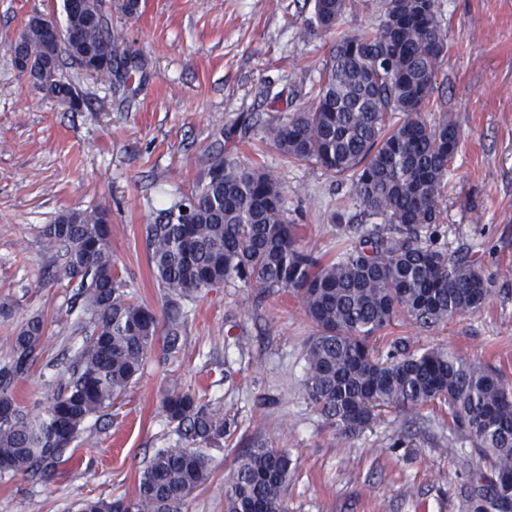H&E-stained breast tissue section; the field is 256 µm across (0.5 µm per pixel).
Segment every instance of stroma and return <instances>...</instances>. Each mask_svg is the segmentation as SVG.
Instances as JSON below:
<instances>
[{"instance_id": "obj_1", "label": "stroma", "mask_w": 512, "mask_h": 512, "mask_svg": "<svg viewBox=\"0 0 512 512\" xmlns=\"http://www.w3.org/2000/svg\"><path fill=\"white\" fill-rule=\"evenodd\" d=\"M448 54L426 117L453 121L462 142L448 168L434 247L468 256L490 282L480 311L431 327L397 320L380 341L460 351L512 383V0H437ZM311 0H141L137 16L112 10L121 38L111 78L66 62L85 100L73 112L14 67L8 47L31 16L64 21L62 0H0V360L29 319L45 323L31 374L15 395L42 409L48 362L81 346L88 317L74 307L60 253L41 236L69 210L106 209L112 270L136 302L165 318L167 296L149 260L145 227L203 181L216 151L273 170L289 218L316 254L333 257L332 216L353 211L350 184L285 159L267 124L309 105L333 35L310 31ZM182 352L154 353L115 405L91 417L68 459L46 480L0 476V512H74L80 499L130 497L161 448L178 447L161 408L179 386L206 396L231 422L212 451L208 483L183 512H224L222 487L238 457L264 440L297 458L288 512H466L473 473L489 466L444 405L386 408L359 434L340 437L303 393L313 332L282 290L219 283L180 299Z\"/></svg>"}]
</instances>
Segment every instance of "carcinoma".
<instances>
[{
    "label": "carcinoma",
    "instance_id": "cac0c4a2",
    "mask_svg": "<svg viewBox=\"0 0 512 512\" xmlns=\"http://www.w3.org/2000/svg\"><path fill=\"white\" fill-rule=\"evenodd\" d=\"M84 2L95 23L65 4V40H47L33 17L10 48L33 56L36 67L52 63L58 73L67 58L93 76L112 75L120 35L101 0ZM350 6L351 0H314L312 28L335 31ZM447 53L436 0H383L377 27L336 37L312 104L266 128L282 156L351 181L359 213L381 220L383 229L344 224L341 249L324 260L304 246L301 225L288 219L279 176L218 152L207 179L147 224L149 259L175 296L219 282L267 297L291 291L315 327L306 343L309 404L344 436L362 431L377 408L448 405L493 471L466 488L468 512H512V385L459 352H411L396 341L383 354L371 345L399 317L434 326L480 310L489 297L474 265L427 240L461 140L456 124L424 116ZM43 237L63 250V273L77 283L90 331L35 416L20 406L13 387L34 367L44 324L31 319L14 336L0 362V474L45 475L85 422L126 393L156 343V314L128 298L112 272L108 212L70 210L45 225ZM179 349V322L171 317L162 353ZM162 410L185 446L158 450L140 471L134 496L87 498L76 512H181L208 481L211 457L202 445L224 438V417L204 396L180 388L166 391ZM296 466L287 451L256 443L224 482V512H286Z\"/></svg>",
    "mask_w": 512,
    "mask_h": 512
}]
</instances>
